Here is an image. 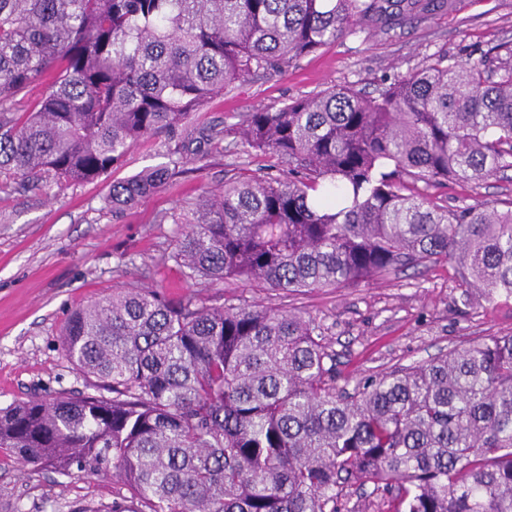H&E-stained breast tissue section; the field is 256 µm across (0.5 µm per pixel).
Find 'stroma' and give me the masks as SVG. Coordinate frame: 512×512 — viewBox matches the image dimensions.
<instances>
[{"label": "stroma", "mask_w": 512, "mask_h": 512, "mask_svg": "<svg viewBox=\"0 0 512 512\" xmlns=\"http://www.w3.org/2000/svg\"><path fill=\"white\" fill-rule=\"evenodd\" d=\"M512 40V0H455L449 12L408 22L394 33L360 32L297 62L282 76L237 83L193 118L195 131L222 129L229 117L275 107L336 85L375 92L429 55L479 61ZM180 150L183 170L132 210L113 212L115 182L169 164ZM227 139L199 143L161 133L132 148L102 178L64 187L20 186L0 178V408L35 396L88 393L92 380L73 369L60 342L72 309L129 286L168 297L195 294L207 304L298 308L324 330L343 387L423 362L491 336L512 334V299H465L453 262L427 270L401 267L381 277L307 293L235 285L203 288L168 261L175 225L163 217L191 205L206 189L266 168ZM451 209L487 204L512 208V169L478 184L428 186ZM121 489L109 476H65L49 468L20 470L0 455V512H109Z\"/></svg>", "instance_id": "obj_1"}]
</instances>
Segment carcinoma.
<instances>
[{"label":"carcinoma","instance_id":"obj_1","mask_svg":"<svg viewBox=\"0 0 512 512\" xmlns=\"http://www.w3.org/2000/svg\"><path fill=\"white\" fill-rule=\"evenodd\" d=\"M453 0H0V175L95 180L185 127L232 82L285 73L361 31ZM42 97L18 96L47 71ZM224 138L288 177L230 179L189 208L169 258L205 287L282 293L455 262L466 299H512V209H450L417 183L512 169V42L478 63L438 54L368 95L327 88L232 115ZM112 184V210L176 174ZM95 394L0 409L24 467L111 475L109 512H512V335L336 387L302 312L168 299L133 286L75 308L61 333Z\"/></svg>","mask_w":512,"mask_h":512}]
</instances>
